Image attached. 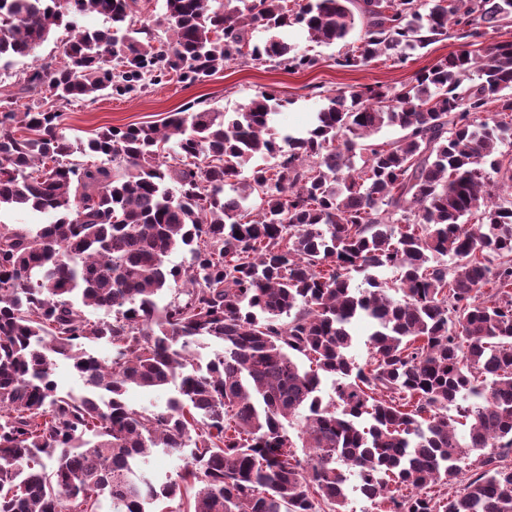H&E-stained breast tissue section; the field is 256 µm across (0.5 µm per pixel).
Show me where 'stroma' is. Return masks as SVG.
I'll use <instances>...</instances> for the list:
<instances>
[{"mask_svg": "<svg viewBox=\"0 0 512 512\" xmlns=\"http://www.w3.org/2000/svg\"><path fill=\"white\" fill-rule=\"evenodd\" d=\"M280 35L297 53L316 56L317 64L287 70L269 62L242 59L194 84L171 75L159 83L145 81L141 88L122 96L105 94L93 102L69 104L59 101L55 107L63 114L64 132L69 138L85 139L102 126L158 124L168 113L189 105L233 112L256 93L270 90L287 101L286 107L272 116L270 129L274 137L300 136L312 128L317 112L336 90L363 86L401 89L412 85L418 72L460 48L459 40L451 36L416 50L401 66L378 59L365 66L344 68L336 64L342 45L315 44L299 28L283 29Z\"/></svg>", "mask_w": 512, "mask_h": 512, "instance_id": "obj_1", "label": "stroma"}]
</instances>
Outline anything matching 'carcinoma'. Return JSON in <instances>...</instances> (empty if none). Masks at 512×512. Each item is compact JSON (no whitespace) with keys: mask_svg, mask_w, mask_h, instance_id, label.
<instances>
[{"mask_svg":"<svg viewBox=\"0 0 512 512\" xmlns=\"http://www.w3.org/2000/svg\"><path fill=\"white\" fill-rule=\"evenodd\" d=\"M136 4L0 0V59L70 32L64 65L24 83L71 103L147 75L202 82L238 59L317 64L276 36L250 45L259 26L341 43L342 67L403 64L450 24L463 49L409 88L336 92L281 143L269 123L288 101L266 90L230 118L187 106L75 141L57 110L0 112V209L55 215L0 226V512H156L178 497L184 512H346L352 478L380 512H512V200L489 176L512 183L496 156L512 136V42L469 49L512 24V0H164L165 50L131 28ZM89 14L109 26L78 30ZM385 126L403 135L356 167L358 141ZM100 341L108 361L89 350ZM58 359L85 393L58 388ZM131 385L176 395L136 410ZM158 451L183 456L176 477L147 468ZM472 453L482 472L447 491Z\"/></svg>","mask_w":512,"mask_h":512,"instance_id":"carcinoma-1","label":"carcinoma"}]
</instances>
